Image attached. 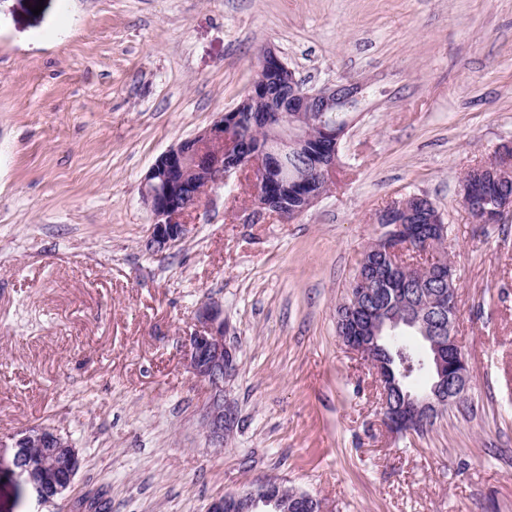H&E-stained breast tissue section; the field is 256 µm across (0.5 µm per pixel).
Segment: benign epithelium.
<instances>
[{
  "label": "benign epithelium",
  "instance_id": "1",
  "mask_svg": "<svg viewBox=\"0 0 512 512\" xmlns=\"http://www.w3.org/2000/svg\"><path fill=\"white\" fill-rule=\"evenodd\" d=\"M258 72L266 74L254 80L244 100L261 98L266 110L251 117L275 133L276 147L250 151L238 131L243 122V105L221 115L209 128L185 139L157 157L141 185V197L152 215L147 247L156 252L180 243L186 232V217L201 202L193 178L203 176L205 186L227 183L242 171L259 176L254 194V216L285 205L278 187L281 177L271 172L283 169L288 151L304 138L296 125L281 120L284 112H354L365 87L359 83H336L320 88L306 87L289 71L287 64L272 50L263 52ZM341 133L336 127L322 128L320 157L308 163L309 174L296 180V189L312 203L319 201L315 187L330 183L336 170V148ZM512 172V147L503 146L495 156L474 166L471 177L460 184V196L466 210L477 224H494L512 216L511 195H491L480 190L489 176ZM377 222L388 225L389 233L371 247L384 259L379 278L357 276L353 287L366 297L374 295L378 285H392L401 278L402 267L415 268L418 258L432 250L443 237L442 215L419 195L393 200L377 215ZM437 318L422 331L429 343L427 367L430 390L424 394L401 388L407 372L397 366L390 341L399 320L384 309L370 310L367 325L341 335L343 345L367 359L380 387L382 421L388 431L405 435L422 429L434 418L443 403L466 399L471 388V374L454 335L457 317V292L448 289L435 302ZM186 360L193 373L210 388L211 397L204 423L212 442L224 444V434L236 423V413L224 402V381L236 370V351L224 339V312L209 303L198 314L197 325L187 340ZM81 460L72 441L50 428H28L5 441L0 439V471L8 470L33 484L41 498L63 499L73 488ZM265 482L253 490L226 493L213 498L206 512H226L233 500L242 512H279L276 498ZM289 512H319L318 502L295 496L288 502Z\"/></svg>",
  "mask_w": 512,
  "mask_h": 512
}]
</instances>
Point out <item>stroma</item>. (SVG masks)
<instances>
[{
  "label": "stroma",
  "instance_id": "1",
  "mask_svg": "<svg viewBox=\"0 0 512 512\" xmlns=\"http://www.w3.org/2000/svg\"><path fill=\"white\" fill-rule=\"evenodd\" d=\"M273 49L307 85L365 84L330 190L252 216L248 180L206 192L147 250L156 158L246 95ZM512 141V0H0V438L49 426L82 457L68 498L0 473V512H205L275 480L321 512H512V221L458 186ZM428 197L448 226L472 388L396 437L336 308L377 213ZM224 309L239 426L215 446L188 368Z\"/></svg>",
  "mask_w": 512,
  "mask_h": 512
}]
</instances>
